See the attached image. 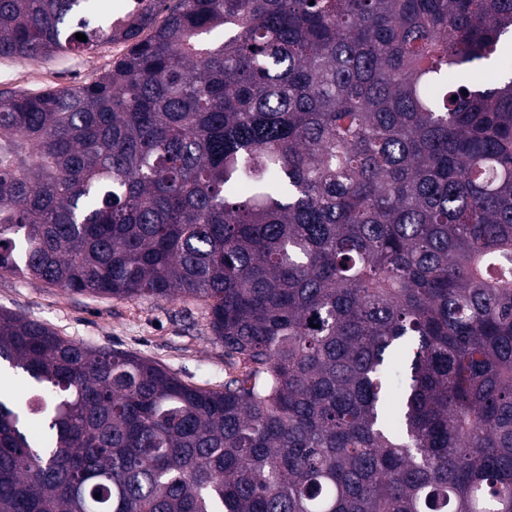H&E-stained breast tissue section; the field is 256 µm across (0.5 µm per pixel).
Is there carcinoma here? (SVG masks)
<instances>
[{"instance_id": "carcinoma-1", "label": "carcinoma", "mask_w": 512, "mask_h": 512, "mask_svg": "<svg viewBox=\"0 0 512 512\" xmlns=\"http://www.w3.org/2000/svg\"><path fill=\"white\" fill-rule=\"evenodd\" d=\"M131 2L0 0V57L129 44L0 93V275L200 300L245 372L1 308L0 512H512V0Z\"/></svg>"}]
</instances>
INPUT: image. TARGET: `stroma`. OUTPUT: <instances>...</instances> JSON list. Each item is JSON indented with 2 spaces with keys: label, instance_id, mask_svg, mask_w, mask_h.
I'll return each instance as SVG.
<instances>
[{
  "label": "stroma",
  "instance_id": "35a3bbf8",
  "mask_svg": "<svg viewBox=\"0 0 512 512\" xmlns=\"http://www.w3.org/2000/svg\"><path fill=\"white\" fill-rule=\"evenodd\" d=\"M127 51V44L117 42L88 54H54L26 62L0 57V92L36 94L82 85ZM0 307L88 345L114 347L155 361L189 384L203 388L224 384V347L211 335L201 301L107 299L4 275Z\"/></svg>",
  "mask_w": 512,
  "mask_h": 512
}]
</instances>
